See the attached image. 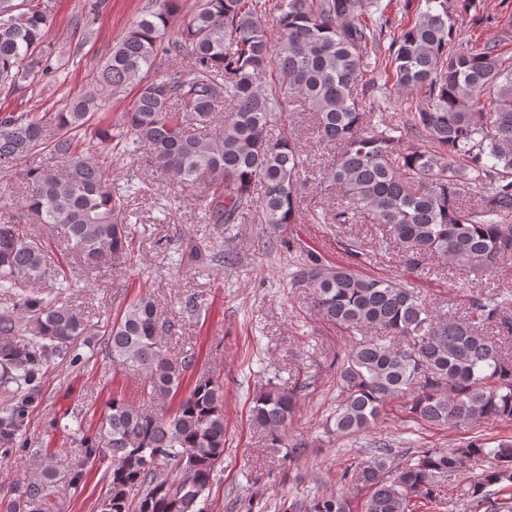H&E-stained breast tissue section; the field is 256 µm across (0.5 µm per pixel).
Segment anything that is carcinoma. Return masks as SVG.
<instances>
[{
	"label": "carcinoma",
	"instance_id": "obj_1",
	"mask_svg": "<svg viewBox=\"0 0 512 512\" xmlns=\"http://www.w3.org/2000/svg\"><path fill=\"white\" fill-rule=\"evenodd\" d=\"M415 20L382 49L385 21L366 22L379 0H199L186 30L168 39L176 0H155L113 45L101 70L104 87L118 88L157 67L163 56L185 55L192 67L173 69L140 86L125 113V131L92 127L98 97L87 94L44 119L34 112L0 113V169L14 168L27 191L17 221L0 223V288L15 291L32 314L40 339L54 355L79 336L71 308L35 291L47 281L73 287L53 265L33 224L59 229L88 264L128 258L125 206L133 181L112 180L87 152L78 133L93 128L105 150L145 154L148 165L197 197L210 224L251 220L276 231L296 223L295 180L307 164L287 130L273 138L298 95L313 111L322 142L340 145L325 179L342 192L334 224H376L385 239L416 265L424 254L454 267L490 272L512 256V65L499 44L454 47L457 30L448 0H424ZM275 13L277 40L265 26ZM48 0H0V87L52 73L42 44L51 26ZM384 74L423 99L403 124L374 120L363 95ZM225 107L218 133L201 132ZM424 145L405 144L408 133ZM41 149L50 166L24 165ZM263 193L254 196L256 185ZM477 196L474 207L462 204ZM175 265L203 260L200 246L177 252ZM296 278L311 290L315 311L347 330L352 345L339 380L342 400L327 419L342 436L368 431L386 404L403 401L412 418L435 426L467 427L512 421V357L501 338L512 333L509 301L475 298L469 315L441 313L414 288L325 263L309 254ZM156 303L135 298L112 322L104 347L112 363L142 374L143 392L169 401L178 394L190 360L168 355ZM16 320L0 317V392L16 395L35 381L43 362L35 343L17 336ZM295 389L272 386L257 394L252 425L268 430L273 447L292 459L303 442L288 443L286 428ZM22 409L0 418V452L24 449L18 437ZM224 385L203 378L168 415H157L114 396L97 432L82 438L85 461L112 453L108 484L97 512H204L202 504L224 455ZM487 458L465 494L485 512H512V437L494 448L474 438L457 448H420L403 465L380 446L351 462L345 483L368 489L365 512H415L432 500L441 478ZM49 474L27 483L0 512H49ZM290 512H350L342 494L325 495Z\"/></svg>",
	"mask_w": 512,
	"mask_h": 512
}]
</instances>
